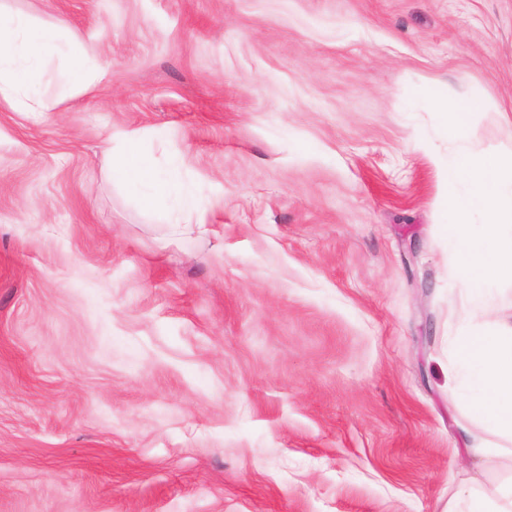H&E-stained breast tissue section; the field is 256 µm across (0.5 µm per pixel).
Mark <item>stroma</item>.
Here are the masks:
<instances>
[{
	"label": "stroma",
	"mask_w": 512,
	"mask_h": 512,
	"mask_svg": "<svg viewBox=\"0 0 512 512\" xmlns=\"http://www.w3.org/2000/svg\"><path fill=\"white\" fill-rule=\"evenodd\" d=\"M104 69L0 102V512H448L495 499L453 340L485 318L440 225L471 97L512 150V0H0ZM134 131L171 199L112 175Z\"/></svg>",
	"instance_id": "1"
}]
</instances>
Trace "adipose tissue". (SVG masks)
Wrapping results in <instances>:
<instances>
[{"label": "adipose tissue", "instance_id": "ef3b65f1", "mask_svg": "<svg viewBox=\"0 0 512 512\" xmlns=\"http://www.w3.org/2000/svg\"><path fill=\"white\" fill-rule=\"evenodd\" d=\"M63 37L71 41L75 35L58 25L34 34L30 19L24 17L0 21V101L31 110L35 93L31 84L20 78L15 64L21 58L37 61L44 44ZM112 169L124 182L152 187V194L142 198L147 206L153 204L154 193L168 186L167 179L145 164L143 144L133 135L123 137ZM454 349L461 367L457 388L482 430L470 454L488 461L512 445V327L457 336Z\"/></svg>", "mask_w": 512, "mask_h": 512}]
</instances>
